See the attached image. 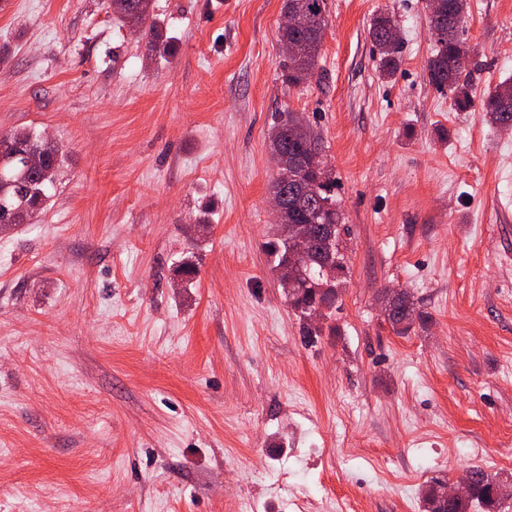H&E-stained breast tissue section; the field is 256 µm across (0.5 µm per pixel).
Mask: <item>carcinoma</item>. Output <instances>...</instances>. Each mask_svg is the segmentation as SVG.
Returning a JSON list of instances; mask_svg holds the SVG:
<instances>
[{
	"mask_svg": "<svg viewBox=\"0 0 512 512\" xmlns=\"http://www.w3.org/2000/svg\"><path fill=\"white\" fill-rule=\"evenodd\" d=\"M113 17L126 25L142 31L154 48L164 52L168 47L160 43L158 22L150 16L149 9L139 8L140 0H110ZM285 8L296 9L304 18L303 29L283 31L281 38L296 40L300 43L299 52L287 58L285 68L288 83H296L297 78L305 73L314 74L320 54L324 32L328 26L326 0H285ZM466 0H448V17L429 16V27L434 40L433 56L428 60L427 78L438 88L450 86L457 92L455 105L464 111L471 107L470 88L474 72L478 71L479 63L468 59L462 49L460 32L466 23ZM394 22L389 16H381L374 21L370 29V37L377 47L381 70L387 75L393 74L398 66L400 44L389 41L384 33V26ZM482 111L486 112L488 120L502 126L512 124V81H505L496 90L482 99ZM319 141L304 118L296 112H281L272 126L269 135L271 155L289 154L305 156L309 142ZM31 143L40 147L47 155L41 168L26 172L18 160L13 158L9 145ZM59 167L58 151L55 147L31 132H14L0 139V171L12 180L5 186L0 200L13 211L16 222L31 220L37 211L28 208L31 200L37 199L45 203L49 191L54 185V178ZM314 179L309 161L288 169V180L278 176L271 185V191L280 194H291L294 185L301 181ZM307 207L319 215V220L327 224H342V214L336 195L331 190V184H320L306 201ZM266 249L274 258L275 269L279 273V283L288 303L293 310H299L294 302L295 295L305 290L311 292L316 288H325L327 293H336L340 280H330L329 271H323L316 264L303 267L299 271L292 265H285L287 238L280 234L267 242ZM475 475L479 497L471 502L454 506L453 512H473L482 506V495L491 486H496L498 500L496 512H508L512 509V490H507L509 480L497 473H489L482 466H472Z\"/></svg>",
	"mask_w": 512,
	"mask_h": 512,
	"instance_id": "cac0c4a2",
	"label": "carcinoma"
}]
</instances>
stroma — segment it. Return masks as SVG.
<instances>
[{"mask_svg":"<svg viewBox=\"0 0 512 512\" xmlns=\"http://www.w3.org/2000/svg\"><path fill=\"white\" fill-rule=\"evenodd\" d=\"M284 4L150 0L163 55L108 0H0V135L63 158L0 230V512H422L431 479L512 475V129L481 112L512 78V0H467L465 111L428 82L426 0H327L300 85ZM283 111L344 213L311 336L265 251ZM389 289L426 323L396 335ZM395 21V19H392L389 16H381L374 21V24L370 29L371 40L377 47L380 54V68L386 75H392L398 66L400 44L390 42L384 33V26L391 23L396 24ZM310 141L320 142L319 137L301 115L290 111L279 113L269 135L272 156H307Z\"/></svg>","mask_w":512,"mask_h":512,"instance_id":"obj_1","label":"stroma"}]
</instances>
